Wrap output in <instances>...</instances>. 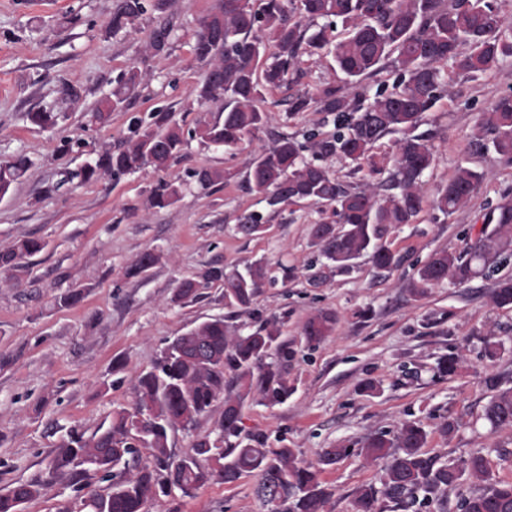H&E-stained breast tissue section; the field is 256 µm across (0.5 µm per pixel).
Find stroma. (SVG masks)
I'll use <instances>...</instances> for the list:
<instances>
[{
	"instance_id": "obj_1",
	"label": "stroma",
	"mask_w": 512,
	"mask_h": 512,
	"mask_svg": "<svg viewBox=\"0 0 512 512\" xmlns=\"http://www.w3.org/2000/svg\"><path fill=\"white\" fill-rule=\"evenodd\" d=\"M118 2L0 0V161L20 154L32 161L21 182L0 198V251L26 236L46 244L18 277L0 274V355L6 358L0 364V492L17 481L39 480L43 493L24 512L73 506L79 491L69 471L53 468L67 435L92 433L113 410L132 407L136 375L154 365L167 342L226 313L221 283L202 288L198 301L176 306L170 298L178 282L210 265L240 269L258 259L269 263L273 280L237 321L283 320L282 338L296 351L287 367L294 391L272 408L246 401L243 425L263 434L270 447L296 449L307 463H317L323 449L347 447V455L322 474L333 512H351L355 491L379 482L381 463L358 454L364 438L396 432L410 420L428 430L429 452L456 461L482 453L497 480L512 482V435L482 417L491 396L485 377L512 387V309L492 305L494 281L486 277L420 298L411 292L418 268L433 252L469 251L481 235L483 214L503 195L512 196V161L471 144L480 113L512 92V61L472 79L449 75L442 99L426 117L435 154L426 187L435 191L461 165L484 172L468 205L449 216L427 209L418 223L392 229L386 243L401 258L392 270H377L362 257L351 274L339 275L324 265L309 235L323 217L318 205L301 202L266 214L264 232L253 238L235 230L240 216L265 209L244 187L249 161L278 133L330 129L317 112L285 115L290 96L342 79L313 57H304L289 84L266 93L270 120L238 150L194 141L163 170L90 183L74 176L65 189L50 192L61 172L74 174L87 160L61 154L62 141L102 151L128 136L133 118L152 112H174L187 129L218 115L216 103L187 108L204 73L192 55L193 33L216 0H170L165 13H146L135 30L115 33L108 22ZM164 23L170 44L156 55L146 45ZM132 67L144 75L143 86L109 123L89 125V112L113 78ZM64 82L80 90L79 101L61 95ZM36 110L58 113L57 125H33L28 115ZM203 167L227 168L234 177L219 190H204L193 178ZM161 179L184 182L181 199L167 209L145 210ZM146 251L158 262L143 277L127 278L126 267ZM286 267L294 271L288 280L282 277ZM71 288L84 289L83 301L61 307L59 297ZM318 309L335 312L338 322L333 335L311 344L302 327ZM491 336L502 345L492 363L483 357ZM452 352L464 356L460 372L437 377L436 360ZM117 360L124 364L118 372L112 369ZM367 378L378 383L376 394L358 392ZM449 420L457 428L447 434L442 426ZM255 484L252 476L213 481L173 501L180 512H268Z\"/></svg>"
}]
</instances>
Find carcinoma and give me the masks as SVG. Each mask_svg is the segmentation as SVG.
Segmentation results:
<instances>
[{"instance_id":"obj_1","label":"carcinoma","mask_w":512,"mask_h":512,"mask_svg":"<svg viewBox=\"0 0 512 512\" xmlns=\"http://www.w3.org/2000/svg\"><path fill=\"white\" fill-rule=\"evenodd\" d=\"M169 0H121L112 15L114 31L126 29L147 11L163 13ZM264 32L260 39L254 32ZM512 19L502 16L491 0H217L199 22L192 54L205 68L196 90L203 106L221 103L218 117L200 119L184 130L172 112H153L136 119L130 134L115 150L96 154L77 176L84 182L103 175L117 176L148 167L161 170L191 140L232 151L247 138L262 132L268 115L261 103L265 91L288 81L305 54L328 58V65L344 75L341 84L326 83L316 93L293 97L289 115L313 110L332 119L336 131L308 136L309 144L293 134H281L273 146L248 164L247 189L273 211L288 204L312 202L332 207L334 220L310 227L319 254L339 274L355 268V260L367 254L373 266L390 270L400 258L383 243L391 226L414 223L424 207L445 216L464 207L485 174L460 166L447 182L427 195L423 177L434 162L430 136L419 131L425 114L441 99L448 86V72L474 78L499 62L512 58ZM170 28L159 26L150 34L149 48L163 53ZM274 48L268 61V47ZM394 74L392 86L368 95L363 81L384 69ZM142 75L131 70L116 79L112 92L91 112V122L105 124L112 113L125 108L129 94ZM29 120L41 127L57 124L54 112H30ZM398 135L389 155L376 152L388 135ZM473 143L512 160V94L499 98L482 113L473 131ZM311 152L306 157L305 152ZM342 158L352 173H388L380 182L385 194L371 182L347 184L325 162ZM30 160L18 155L0 162V198L5 197L27 172ZM205 188H215L235 177L224 168H202L193 174ZM182 195V184L164 179L152 187L148 208L172 207ZM488 225L469 252L433 253L418 269L411 288L421 297L445 283L462 286L484 275L496 276L490 293L498 308H512V198L504 197L483 217ZM239 235L249 238L263 232L262 215L249 213L236 224ZM46 243L25 237L0 251V271L21 272V260L41 253ZM144 252L125 270L136 278L156 262ZM203 279L223 285L226 316L209 318L175 337L155 366L134 380L136 400L132 408L112 413L108 426L91 436L69 434L54 468H67L79 482L91 475L108 478L112 467L117 482L105 494L92 492L83 498L79 512H148L165 488L174 487L188 496L212 480L233 483L244 475L257 477L255 493L271 506L270 512H328L332 493L320 480L323 469L346 453L326 448L319 463L304 464L293 448H270L265 437L244 432L241 409L247 399L266 407L288 400L293 387L284 364L295 355L281 340L283 321L273 316L247 329L231 323L250 308L269 282L267 262L256 260L241 270L212 267ZM200 282L182 280L171 301L185 305L200 298ZM336 314L320 309L304 325L307 342L332 335ZM462 356L451 353L438 359L436 375L453 377L461 369ZM493 395L484 418L494 427L512 429V390L500 389L497 377L485 379ZM224 399V412L212 434L198 436L192 454L171 456L169 431L189 430L214 403ZM429 433L418 422L406 421L395 434L385 432L365 438L360 454L370 461H384L381 487L358 489L353 512H384L386 504L407 508L416 503L448 512V490L466 478L481 486L462 502L464 512H512V483L498 481L482 454L460 462L441 460L426 451ZM151 449L153 463L140 460L138 448ZM41 482H16L0 493V512H24V505L39 498Z\"/></svg>"}]
</instances>
